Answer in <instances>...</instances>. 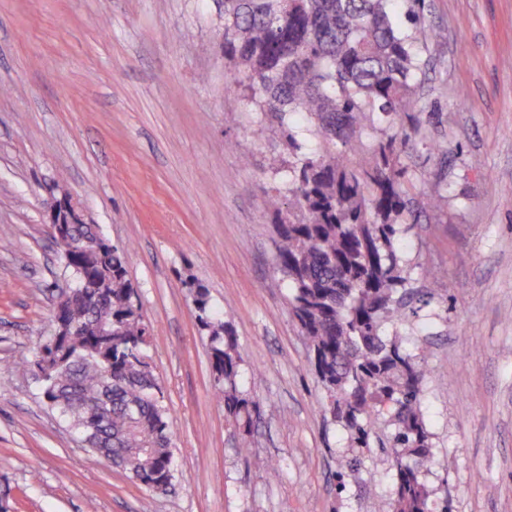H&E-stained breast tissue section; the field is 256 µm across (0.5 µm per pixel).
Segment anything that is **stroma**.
<instances>
[{
  "instance_id": "obj_1",
  "label": "stroma",
  "mask_w": 512,
  "mask_h": 512,
  "mask_svg": "<svg viewBox=\"0 0 512 512\" xmlns=\"http://www.w3.org/2000/svg\"><path fill=\"white\" fill-rule=\"evenodd\" d=\"M223 0H0V500L9 512H389L396 428L367 445L334 419L288 306L265 208L282 148L227 94ZM448 37L425 90L439 112L407 160L422 212L398 245L406 291L447 279L390 317L421 361L429 512H512V0H426ZM65 175L89 223L128 246L152 328L149 362L175 432L168 492L89 453L21 362L53 331L68 281L46 222ZM448 197L441 212L427 194ZM209 290L257 406L250 447L214 394L186 278ZM277 462L278 479L267 466Z\"/></svg>"
}]
</instances>
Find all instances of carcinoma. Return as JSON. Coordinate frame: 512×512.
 I'll use <instances>...</instances> for the list:
<instances>
[{
    "label": "carcinoma",
    "instance_id": "obj_1",
    "mask_svg": "<svg viewBox=\"0 0 512 512\" xmlns=\"http://www.w3.org/2000/svg\"><path fill=\"white\" fill-rule=\"evenodd\" d=\"M224 0L227 91L277 125L293 160L270 158L284 187L270 195L278 271L334 417L358 444L368 419L387 408L397 427L392 512H428L420 466L430 455L420 408L422 364L382 336L405 281L397 251L412 219L405 157L423 134L428 52L447 37L426 24L425 0ZM412 25L402 28L401 17ZM382 116L386 126L363 142ZM311 123L302 152L293 124ZM74 296L53 310L54 330L35 362L44 404L69 422L93 464L108 462L154 492L171 487L174 433L163 387L147 360L151 329L127 276L128 250L94 224H58ZM195 303L208 337L226 420L249 433L256 406L238 388L242 362L232 325L211 313L206 288Z\"/></svg>",
    "mask_w": 512,
    "mask_h": 512
}]
</instances>
